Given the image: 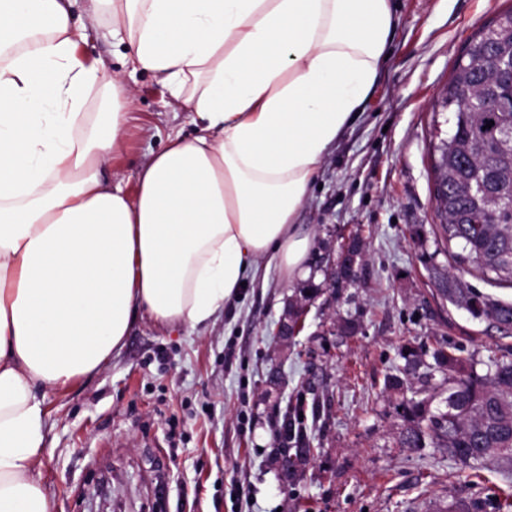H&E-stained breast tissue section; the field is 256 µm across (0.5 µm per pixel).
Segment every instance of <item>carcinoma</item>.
Masks as SVG:
<instances>
[{"instance_id":"1","label":"carcinoma","mask_w":512,"mask_h":512,"mask_svg":"<svg viewBox=\"0 0 512 512\" xmlns=\"http://www.w3.org/2000/svg\"><path fill=\"white\" fill-rule=\"evenodd\" d=\"M512 52V8L499 13L475 34L454 62L448 84L438 105L453 113L447 136L434 152V200L442 215L440 224L446 244L461 252L454 255L458 273L438 271L434 284L448 302L467 310L476 319L496 325H512V302L493 299L472 288L463 273L475 271L491 286L512 288V207L497 200L500 190L512 195V155L505 141L512 137L511 111L492 105L475 110L480 99H493L512 83L499 71L497 59ZM491 127H486L489 122ZM483 195H475L477 185ZM435 368L448 373L445 409L432 412L429 398L416 390L399 404L408 425L399 444L416 452L445 448L463 466L476 469L486 464L512 472V359L489 360L486 374L453 352L439 346L432 354ZM404 374L418 376L429 387L434 372L419 373L421 353L408 351ZM302 407L284 413L277 438L288 442V457L278 466L284 478L295 475L306 457L293 452L307 437Z\"/></svg>"}]
</instances>
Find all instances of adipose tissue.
<instances>
[{"instance_id":"adipose-tissue-1","label":"adipose tissue","mask_w":512,"mask_h":512,"mask_svg":"<svg viewBox=\"0 0 512 512\" xmlns=\"http://www.w3.org/2000/svg\"><path fill=\"white\" fill-rule=\"evenodd\" d=\"M72 6L0 0V512H53L41 390L96 372L137 319H216L259 260L309 275L299 208L394 25L390 0H88L198 129L130 194L102 174L130 93L112 78L111 111L86 113L100 75Z\"/></svg>"}]
</instances>
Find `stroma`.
<instances>
[{"instance_id": "1", "label": "stroma", "mask_w": 512, "mask_h": 512, "mask_svg": "<svg viewBox=\"0 0 512 512\" xmlns=\"http://www.w3.org/2000/svg\"><path fill=\"white\" fill-rule=\"evenodd\" d=\"M512 0H393L396 26L362 113L323 161L298 212L312 229L314 275L248 280L211 324L162 329L136 321L119 355L67 390L45 389L53 450L37 468L54 512H90L108 483L112 512H448L478 499L486 512L512 477L459 466L441 448L398 444L402 391L385 390L404 348L444 343L485 373L512 354V336L436 290L453 269L433 198L435 110L453 63ZM84 52L106 79L90 112L112 109L109 75L134 101L115 162L133 175L174 133L197 131L191 112L148 73L126 75L112 26L91 24ZM365 245L358 286L309 304L294 343L275 334L296 299L325 279L326 258ZM325 408L306 421L313 452L293 479L274 463L287 407Z\"/></svg>"}]
</instances>
